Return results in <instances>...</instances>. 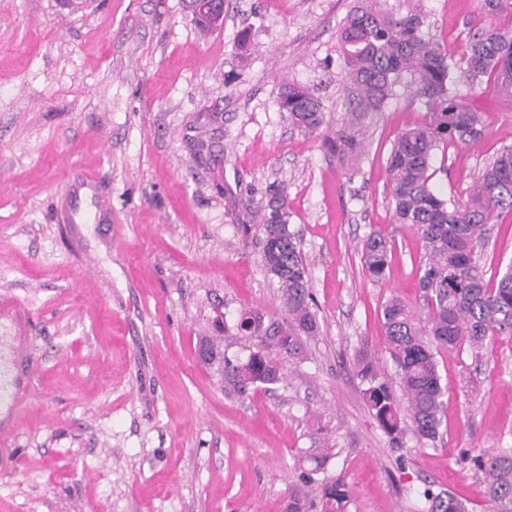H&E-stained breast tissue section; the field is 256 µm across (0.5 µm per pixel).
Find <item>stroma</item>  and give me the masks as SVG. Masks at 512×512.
<instances>
[{"instance_id":"35a3bbf8","label":"stroma","mask_w":512,"mask_h":512,"mask_svg":"<svg viewBox=\"0 0 512 512\" xmlns=\"http://www.w3.org/2000/svg\"><path fill=\"white\" fill-rule=\"evenodd\" d=\"M358 0H224L201 34L183 0H0V362L25 395L0 399V512H284L300 459L330 443L327 472L352 486L349 512H413L424 488L488 512L468 449L512 448V335L443 354L440 435L392 446L365 405L355 353L388 379L382 306L418 315L424 251L395 223L386 158L423 122L400 88L365 120V156L341 168L278 106L282 82L348 118L337 32ZM425 30L451 54L478 0H422ZM250 31L249 52L237 39ZM486 114L475 146L438 151L432 182L460 196L503 146L512 105L467 92ZM211 147L199 158L197 140ZM308 267L320 333L279 356L274 388L239 393L197 361L200 337L246 355L235 324L257 309L285 326L244 200L274 187ZM479 253L488 278L512 262V214ZM389 232L384 279L361 247Z\"/></svg>"}]
</instances>
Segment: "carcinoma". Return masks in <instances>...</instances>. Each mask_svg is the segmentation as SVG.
<instances>
[{"instance_id":"cac0c4a2","label":"carcinoma","mask_w":512,"mask_h":512,"mask_svg":"<svg viewBox=\"0 0 512 512\" xmlns=\"http://www.w3.org/2000/svg\"><path fill=\"white\" fill-rule=\"evenodd\" d=\"M484 22L470 29L459 59L433 41L425 26L421 0L405 15L377 6V0L352 9L338 31L350 121L333 128L330 110L307 86L285 82L278 105L299 131L321 137L325 150L341 166L361 160L362 119L382 112L396 87L415 88L427 109L424 123L400 131L391 142L387 174L396 223L405 224L423 243L425 263L419 287L425 293L427 318L419 317L393 297L382 308L386 351L395 364L399 389L386 378L375 356L363 347L355 368L362 396L384 432L395 442L411 431L421 442L439 436L444 389L437 356L467 346L479 349L495 336L512 335V264L486 279L476 248L489 235L488 224L502 211L512 213V145L500 149L471 186L466 198H448L431 184L432 162L448 143L474 145L483 135V113L457 93L456 85L483 87L512 100V0H479ZM253 223L243 225L262 244V259L277 282L288 324L274 333L264 315L249 310L239 317L237 331L252 339L264 333L260 346L236 362L224 356L217 368L232 372V384L244 392L253 385L281 381L280 368L267 350L300 355L304 340L319 333L312 307L307 265L300 241L288 228L286 203L280 191L253 208ZM392 238L373 229L363 240L366 277L377 282L385 274ZM326 453L304 457L301 480L310 488L288 498L285 512H348L351 490L341 475L315 478L324 471ZM480 473L481 493L490 512H512V448L466 454ZM418 512H470L468 502L448 490L423 491Z\"/></svg>"}]
</instances>
